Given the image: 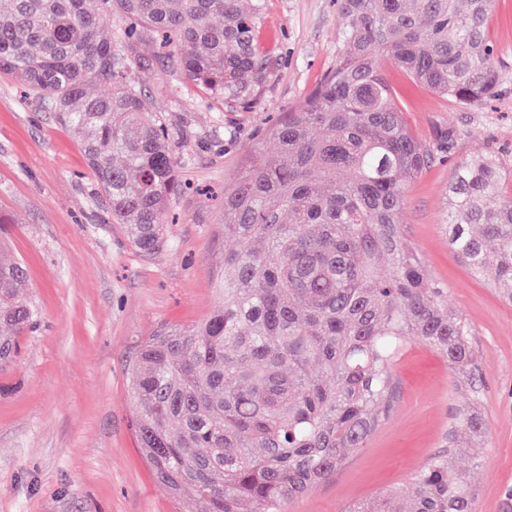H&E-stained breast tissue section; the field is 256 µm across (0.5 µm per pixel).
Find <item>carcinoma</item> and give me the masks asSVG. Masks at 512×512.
<instances>
[{
    "label": "carcinoma",
    "mask_w": 512,
    "mask_h": 512,
    "mask_svg": "<svg viewBox=\"0 0 512 512\" xmlns=\"http://www.w3.org/2000/svg\"><path fill=\"white\" fill-rule=\"evenodd\" d=\"M265 0H0V71L49 101L82 141L112 220L156 253L160 213L184 189L166 125L141 87L152 65L210 99L245 107L269 76L257 42ZM336 64L269 130L278 146L224 192V307L137 346L128 368L137 442L173 498L197 512H285L367 447L394 410V363L412 339L473 378V327L448 310L399 214L408 186L451 150L407 126L392 65L465 106L502 94L489 24L495 0H337ZM119 14L124 26L109 30ZM109 90L94 94L90 86ZM448 245L512 303V161H457ZM24 264L0 257V364L38 311ZM454 433L480 437L465 409ZM454 445L403 490L343 512H472Z\"/></svg>",
    "instance_id": "carcinoma-1"
}]
</instances>
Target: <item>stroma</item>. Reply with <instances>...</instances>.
<instances>
[{"label": "stroma", "instance_id": "obj_1", "mask_svg": "<svg viewBox=\"0 0 512 512\" xmlns=\"http://www.w3.org/2000/svg\"><path fill=\"white\" fill-rule=\"evenodd\" d=\"M260 41L272 73L252 107L210 104L175 77L140 73L193 186L161 216L163 248L136 251L99 198L78 135L47 101L26 96L0 72V241L21 258L39 319L0 368V512H195L192 491L171 499L154 480L132 423L126 367L136 345L160 329L188 326L222 303L224 190L254 152L271 158L270 125L308 96L336 63V0H266ZM489 36L505 93L483 108L459 105L386 75L412 132L436 143L455 128L451 158L414 180L400 219L448 307L471 323L483 368L478 395L451 382L444 358L410 342L393 367L394 414L328 482L286 512H341L402 489L448 446L459 410L478 411L482 438L459 436L472 472L474 512H512V305L474 277L448 247V181L454 160L491 147L512 151V0H497Z\"/></svg>", "mask_w": 512, "mask_h": 512}]
</instances>
